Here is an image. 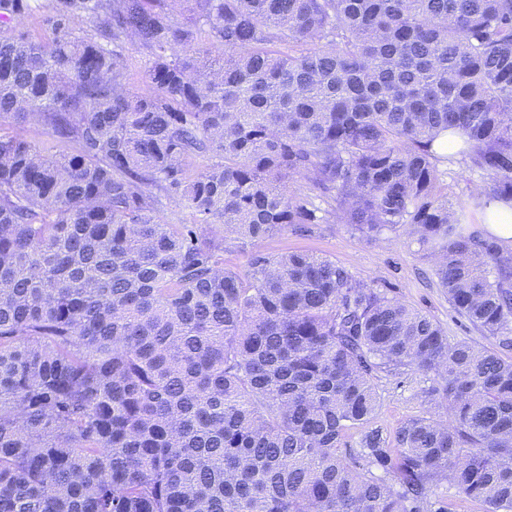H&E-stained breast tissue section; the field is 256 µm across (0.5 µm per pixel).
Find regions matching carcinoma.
<instances>
[{
	"label": "carcinoma",
	"instance_id": "obj_1",
	"mask_svg": "<svg viewBox=\"0 0 512 512\" xmlns=\"http://www.w3.org/2000/svg\"><path fill=\"white\" fill-rule=\"evenodd\" d=\"M35 2L0 0V512H451L445 481L512 512V357L329 258L223 259L405 230L512 347V251L440 186L451 131L483 209L512 199V0H48L45 39ZM408 372L425 413L389 433L376 380ZM158 214L169 224L192 223L190 211L179 207L174 199L162 198V204Z\"/></svg>",
	"mask_w": 512,
	"mask_h": 512
}]
</instances>
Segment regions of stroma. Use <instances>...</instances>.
<instances>
[{
	"mask_svg": "<svg viewBox=\"0 0 512 512\" xmlns=\"http://www.w3.org/2000/svg\"><path fill=\"white\" fill-rule=\"evenodd\" d=\"M489 180L465 163L450 164L441 177V185L452 205H466L472 219H479L473 189L487 186ZM266 255L286 251H306L329 258L348 268L358 279L374 283L407 305L430 315L445 329L449 340H466L473 346L496 348L495 339L472 325L457 313L432 272L433 261L419 244L405 235L387 234L368 242L345 224H317L311 233L300 235L282 231L261 240L254 251L237 247L234 240L224 244V266L245 270L252 252ZM415 374L396 377L381 375L377 381L379 403L376 422L386 430H394L404 419L418 415L422 407L416 397L422 387Z\"/></svg>",
	"mask_w": 512,
	"mask_h": 512,
	"instance_id": "1",
	"label": "stroma"
}]
</instances>
